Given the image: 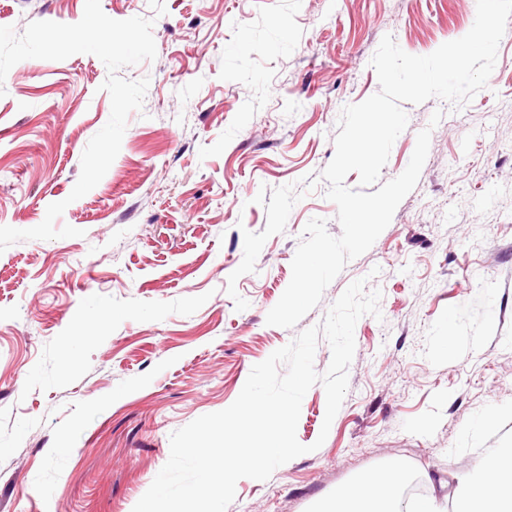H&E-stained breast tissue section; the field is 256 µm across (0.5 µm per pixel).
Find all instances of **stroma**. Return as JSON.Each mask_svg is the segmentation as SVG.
<instances>
[{
    "instance_id": "35a3bbf8",
    "label": "stroma",
    "mask_w": 512,
    "mask_h": 512,
    "mask_svg": "<svg viewBox=\"0 0 512 512\" xmlns=\"http://www.w3.org/2000/svg\"><path fill=\"white\" fill-rule=\"evenodd\" d=\"M85 0H0V26L73 24ZM116 20L153 19L154 61L121 150L69 201L111 101L91 54L28 59L0 97V226L58 225L78 237L0 253V512H132L170 455V435L223 410L252 367L318 324L354 280L381 290L363 316L348 391L329 432L322 385L305 395L297 438L314 452L268 480L240 479L227 512H316L356 476L392 463L450 508L458 477L512 444V36L487 86L453 108L405 104L407 128L380 179L407 167L431 129L415 188L373 246L350 261L296 327L266 323L291 279L306 223L340 235L319 176L341 110L380 89L370 60L384 35L412 55L464 36L476 0H101ZM444 116L437 126L434 111ZM317 178L283 233L228 278L244 231L266 227L261 188ZM81 337L72 347L73 337ZM493 428L465 434L485 414Z\"/></svg>"
}]
</instances>
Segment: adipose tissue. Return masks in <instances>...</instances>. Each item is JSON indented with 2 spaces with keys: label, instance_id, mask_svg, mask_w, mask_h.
<instances>
[{
  "label": "adipose tissue",
  "instance_id": "obj_1",
  "mask_svg": "<svg viewBox=\"0 0 512 512\" xmlns=\"http://www.w3.org/2000/svg\"><path fill=\"white\" fill-rule=\"evenodd\" d=\"M400 467L366 473L339 492L330 512H438L432 499L403 502ZM453 512H512V446L493 449L470 470L454 494Z\"/></svg>",
  "mask_w": 512,
  "mask_h": 512
}]
</instances>
